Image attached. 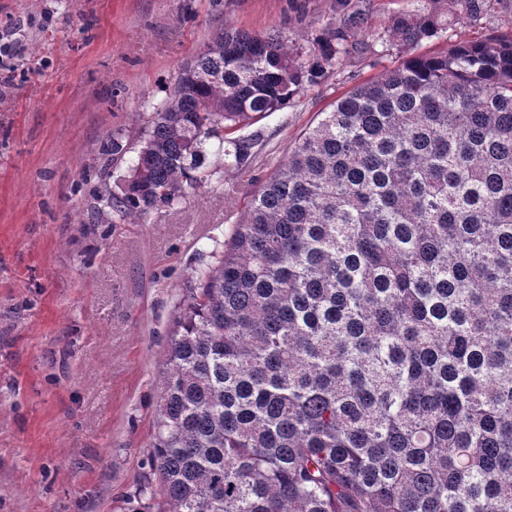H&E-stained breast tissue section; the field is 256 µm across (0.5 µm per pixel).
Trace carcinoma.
I'll return each instance as SVG.
<instances>
[{
	"label": "carcinoma",
	"instance_id": "obj_1",
	"mask_svg": "<svg viewBox=\"0 0 512 512\" xmlns=\"http://www.w3.org/2000/svg\"><path fill=\"white\" fill-rule=\"evenodd\" d=\"M306 47L218 33L138 140L109 224L243 168L350 55L347 11ZM391 17L417 45L497 0ZM127 152L103 139L102 176ZM150 464L165 512H512V32L415 55L336 100L277 162L174 305Z\"/></svg>",
	"mask_w": 512,
	"mask_h": 512
}]
</instances>
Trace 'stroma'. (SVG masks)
Instances as JSON below:
<instances>
[{"label":"stroma","instance_id":"1","mask_svg":"<svg viewBox=\"0 0 512 512\" xmlns=\"http://www.w3.org/2000/svg\"><path fill=\"white\" fill-rule=\"evenodd\" d=\"M361 49L263 119L247 167L145 223L91 206L96 146L135 141L179 70L223 29H278L307 46L336 0H0V512H159L140 495L174 305L213 261L253 193L320 113L417 54L512 30V0L452 34L380 52L393 13L444 0H351Z\"/></svg>","mask_w":512,"mask_h":512}]
</instances>
